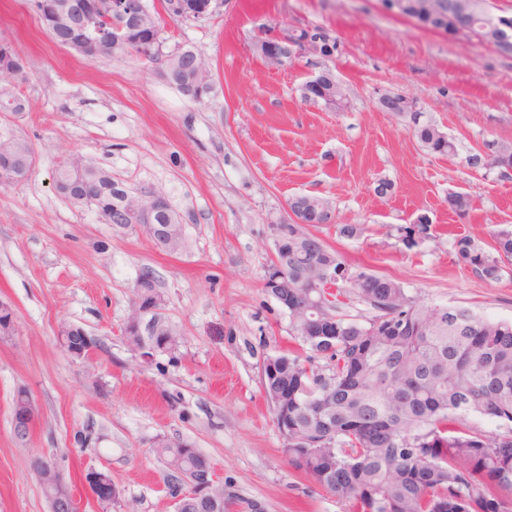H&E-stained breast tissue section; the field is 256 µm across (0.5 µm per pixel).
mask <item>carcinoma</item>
Instances as JSON below:
<instances>
[{
    "label": "carcinoma",
    "instance_id": "1",
    "mask_svg": "<svg viewBox=\"0 0 512 512\" xmlns=\"http://www.w3.org/2000/svg\"><path fill=\"white\" fill-rule=\"evenodd\" d=\"M58 0H38L41 25L61 45L77 54L81 40L101 39L99 54L126 55L135 48L112 42V30L127 22L124 0H73L67 16H60ZM405 18H427L426 10L443 7L440 0H406ZM487 0L481 11L470 0H449L443 19L432 25L453 33L472 25L478 38L497 45L500 29H512V16L492 18ZM161 8L146 7L136 17L141 32L161 34L162 16L174 11V0H160ZM167 77L188 100L194 89L210 79L205 59L191 50L169 55ZM324 107L342 109L347 97L342 85L329 81L322 96ZM381 107L389 106L407 124L420 147L440 157L457 154V146L426 113L413 111V99L385 91ZM25 105L11 88L0 85V112L16 115ZM494 153H474L467 166L505 171L512 167V145L489 142ZM34 156L30 143L0 128V160H26ZM76 163L58 168L56 188L76 206L90 205L102 219L112 218L131 189L103 169L74 156ZM30 169L16 168L0 174V187L28 178ZM293 213L307 212L319 224L331 218L332 204L314 194L288 199ZM448 208L464 213L471 208L468 194L448 193ZM155 224H174L175 245L183 247L180 216L168 207L158 212ZM408 244L428 238V225L396 228ZM457 257L484 280L496 281L512 265V229L492 235L491 250L471 236L454 239ZM338 273L336 281L323 278L328 288L308 291L307 281L326 271ZM265 275L279 277V287L296 295L288 310L291 333L302 352L273 354L263 359L260 383L273 399L276 384L301 387L288 397L289 461L339 501L348 512H512V321L483 317L465 306H425L409 296L403 286L368 269H351L342 256L308 227L288 225V251L272 252ZM351 294L373 310L359 320L339 311V297ZM314 308L322 317L336 318L332 336L305 330ZM168 327L156 320L147 335L129 333L138 345L157 343V351L174 353L176 346L162 345L158 334ZM327 360L326 373L314 366ZM495 423L488 431L475 422ZM167 467L168 489L178 480L176 470L189 465L176 448H155Z\"/></svg>",
    "mask_w": 512,
    "mask_h": 512
}]
</instances>
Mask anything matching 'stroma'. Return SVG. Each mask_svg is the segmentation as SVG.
<instances>
[{
  "label": "stroma",
  "mask_w": 512,
  "mask_h": 512,
  "mask_svg": "<svg viewBox=\"0 0 512 512\" xmlns=\"http://www.w3.org/2000/svg\"><path fill=\"white\" fill-rule=\"evenodd\" d=\"M320 26L341 52L331 67L346 92L342 111L303 104L314 69L288 68L255 51L283 25ZM162 58L103 55L88 61L40 24L34 0H0V42L26 65L12 82L25 112L0 117L36 154L29 178L0 187V300L15 329L0 335V512H49L31 469L54 458L81 512H98L83 475L110 472L112 512H173L157 440H178L209 458L235 500L264 512H348L292 466L259 382L265 356L295 350L288 315L263 290L269 227L287 222L297 194L328 198L335 212L315 232L351 268L393 278L418 303L464 305L512 319V272L477 277L453 241L491 244L512 226V173L467 167L488 142H512V55L477 39L453 41L386 12L379 0H213L201 20L168 16ZM194 51L212 69L203 102L165 77L167 55ZM418 100L458 154L421 149L405 122L380 111L384 91ZM79 154L127 186L165 192L183 218L184 247L169 252L137 229L118 231L56 189L60 162ZM391 182L384 197L375 187ZM471 199L449 210V192ZM421 213L432 222L409 245L396 229ZM357 224L358 238L337 225ZM151 273L176 331L175 353L142 360L124 326L133 286ZM74 325L98 346L72 360L57 331ZM29 392L30 438L12 428V400Z\"/></svg>",
  "instance_id": "stroma-1"
}]
</instances>
